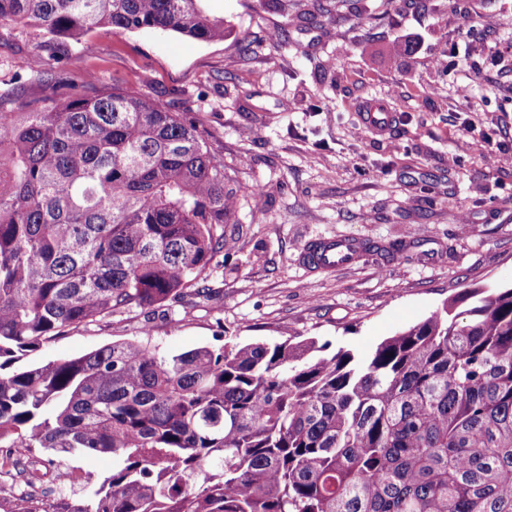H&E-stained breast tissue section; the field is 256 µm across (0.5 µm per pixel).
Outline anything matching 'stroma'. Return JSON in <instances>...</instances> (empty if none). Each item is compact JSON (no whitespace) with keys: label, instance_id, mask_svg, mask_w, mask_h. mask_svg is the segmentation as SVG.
<instances>
[{"label":"stroma","instance_id":"stroma-1","mask_svg":"<svg viewBox=\"0 0 512 512\" xmlns=\"http://www.w3.org/2000/svg\"><path fill=\"white\" fill-rule=\"evenodd\" d=\"M209 6L224 40L0 27V98L17 111L51 71L135 88L197 122L236 195L207 300L70 327L28 361L124 339L181 353L313 337L363 354L465 289L512 285V0ZM372 100L398 110L386 135L359 126ZM326 238L370 250L320 270L305 252ZM393 243L403 254H385Z\"/></svg>","mask_w":512,"mask_h":512}]
</instances>
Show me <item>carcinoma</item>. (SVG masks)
Returning a JSON list of instances; mask_svg holds the SVG:
<instances>
[{
    "instance_id": "obj_1",
    "label": "carcinoma",
    "mask_w": 512,
    "mask_h": 512,
    "mask_svg": "<svg viewBox=\"0 0 512 512\" xmlns=\"http://www.w3.org/2000/svg\"><path fill=\"white\" fill-rule=\"evenodd\" d=\"M206 0H0V27L230 33ZM0 102V477L44 512L57 457L112 472L49 512H512V287L360 356L314 340L168 354L122 340L23 364L117 310L202 296L235 195L196 124L105 85Z\"/></svg>"
}]
</instances>
